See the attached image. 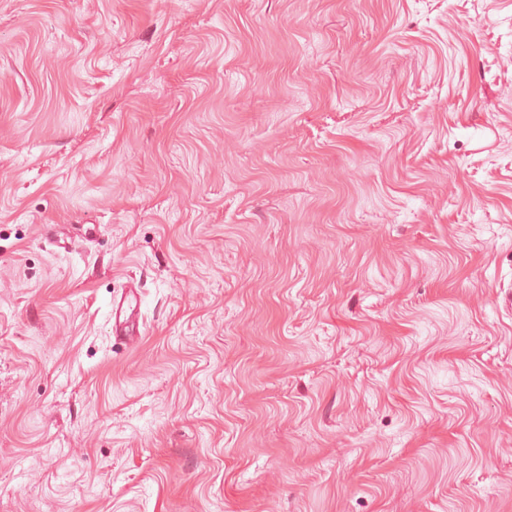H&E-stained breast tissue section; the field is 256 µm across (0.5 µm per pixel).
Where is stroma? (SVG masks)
I'll list each match as a JSON object with an SVG mask.
<instances>
[{
	"label": "stroma",
	"mask_w": 512,
	"mask_h": 512,
	"mask_svg": "<svg viewBox=\"0 0 512 512\" xmlns=\"http://www.w3.org/2000/svg\"><path fill=\"white\" fill-rule=\"evenodd\" d=\"M0 512H512V0H0ZM129 295L121 297L118 302L112 304V335L124 336L130 339H136L140 336L139 319L135 312V307L131 304Z\"/></svg>",
	"instance_id": "1"
}]
</instances>
